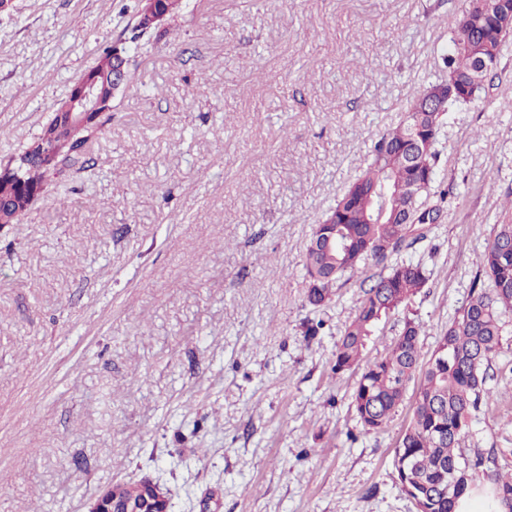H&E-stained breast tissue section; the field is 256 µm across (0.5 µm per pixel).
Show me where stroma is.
<instances>
[{"mask_svg":"<svg viewBox=\"0 0 512 512\" xmlns=\"http://www.w3.org/2000/svg\"><path fill=\"white\" fill-rule=\"evenodd\" d=\"M461 6L180 0L151 48L129 40L141 0L0 13L1 162L99 51L125 44L134 69L87 165L0 224V512H85L142 479L170 489L171 512H416L392 465L412 397L365 434L361 367L331 371L360 280L315 310L303 264L373 142L435 79ZM438 149L443 219L401 253L433 276L365 358L413 315L431 353L468 299L512 191V41ZM310 319L325 325L308 340ZM502 344L462 452L512 473V323Z\"/></svg>","mask_w":512,"mask_h":512,"instance_id":"1","label":"stroma"}]
</instances>
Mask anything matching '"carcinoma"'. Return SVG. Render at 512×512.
Masks as SVG:
<instances>
[{
    "instance_id": "carcinoma-1",
    "label": "carcinoma",
    "mask_w": 512,
    "mask_h": 512,
    "mask_svg": "<svg viewBox=\"0 0 512 512\" xmlns=\"http://www.w3.org/2000/svg\"><path fill=\"white\" fill-rule=\"evenodd\" d=\"M458 23L470 33L451 38L441 55L439 76L429 83L448 92L441 109L424 107L418 90L408 101L398 125L374 143L371 162L337 196L316 225L304 261L307 303L326 306L347 275L362 276L355 314L336 344L332 373L340 375L359 364L371 336L393 312L409 306L425 287L430 271L421 261L386 262L426 240L440 223L447 190L439 183V144L450 112L469 105L492 86L503 44L512 37V0H465ZM166 30L134 27L132 41L156 44ZM54 114L19 154L9 158L15 169H0V222L15 224L33 202L32 190H45L47 177L57 175L85 154L93 134ZM383 266L368 274V261ZM512 317V196L505 220L479 258L467 302L439 336L429 358L422 353L424 324L408 318L385 354L366 362L351 406L362 432L384 430L404 401L417 369L423 379L414 393L411 423L395 449L393 465L401 492L416 512H455L458 500L473 486L472 467L462 448L472 411L491 399L489 363L502 349L506 318ZM500 510L512 498V473L487 475ZM115 507L143 496V486L118 484Z\"/></svg>"
}]
</instances>
